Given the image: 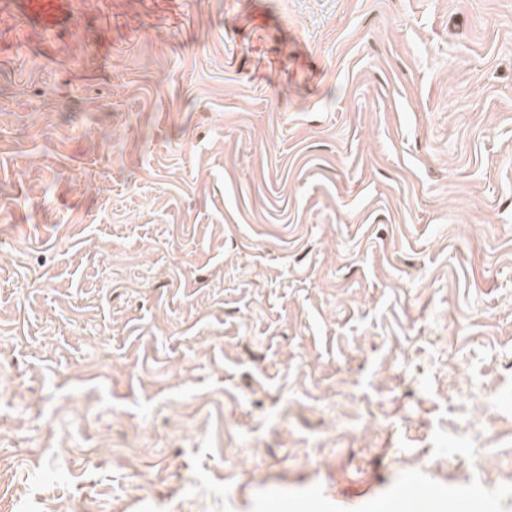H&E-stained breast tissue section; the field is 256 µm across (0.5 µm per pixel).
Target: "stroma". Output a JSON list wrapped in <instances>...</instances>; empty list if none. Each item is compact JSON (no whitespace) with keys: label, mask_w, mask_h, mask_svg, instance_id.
<instances>
[{"label":"stroma","mask_w":512,"mask_h":512,"mask_svg":"<svg viewBox=\"0 0 512 512\" xmlns=\"http://www.w3.org/2000/svg\"><path fill=\"white\" fill-rule=\"evenodd\" d=\"M30 5L0 512H512V0Z\"/></svg>","instance_id":"1"}]
</instances>
